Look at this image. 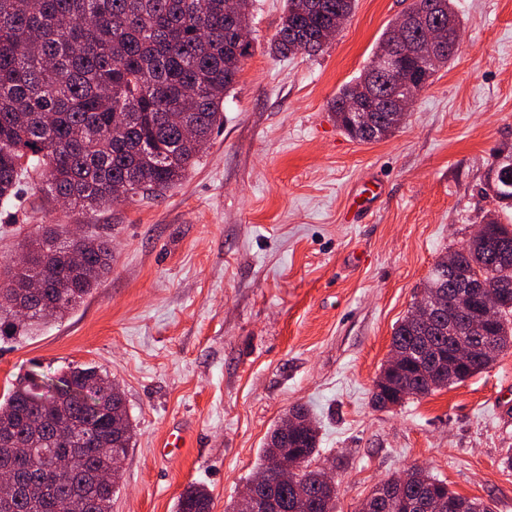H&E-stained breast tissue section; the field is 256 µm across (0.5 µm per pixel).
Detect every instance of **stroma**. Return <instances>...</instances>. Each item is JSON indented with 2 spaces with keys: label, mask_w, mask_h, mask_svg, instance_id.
<instances>
[{
  "label": "stroma",
  "mask_w": 512,
  "mask_h": 512,
  "mask_svg": "<svg viewBox=\"0 0 512 512\" xmlns=\"http://www.w3.org/2000/svg\"><path fill=\"white\" fill-rule=\"evenodd\" d=\"M411 0H358L315 56L267 52L284 0H254V51L224 121L181 184L136 206L41 208L30 184L0 204V264L54 224L112 241V269L65 318L0 339V400L28 374L106 370L136 427L112 512H175L204 485L225 512L269 432L306 405L314 465L333 469L336 512L421 466L461 495L512 512V351L464 382L385 410L372 403L393 329L439 257L498 203L490 153L512 148V0H455L460 49L389 139H349L328 108ZM378 181L359 223L353 189ZM181 428L185 446L160 456Z\"/></svg>",
  "instance_id": "35a3bbf8"
}]
</instances>
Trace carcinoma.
<instances>
[{
	"instance_id": "carcinoma-1",
	"label": "carcinoma",
	"mask_w": 512,
	"mask_h": 512,
	"mask_svg": "<svg viewBox=\"0 0 512 512\" xmlns=\"http://www.w3.org/2000/svg\"><path fill=\"white\" fill-rule=\"evenodd\" d=\"M252 0H0V200L9 201L24 177L36 179L39 191L57 204L93 210L112 204V189L132 186V196H158L180 183L197 163L215 127L224 118V94L237 82L253 43ZM424 8L440 4L439 15L451 39L439 64L419 68L413 56L421 39L393 21L382 33L368 65L343 84L329 102L336 123L363 143L390 138L406 122L398 110L396 83L385 70L386 59L400 55L408 74L430 82L457 54L461 20L453 0H413ZM357 0H286L269 54L288 58L315 55L328 41L336 16L349 17ZM375 100V126L368 132L351 123L347 104ZM183 115L186 126L167 120ZM31 266L6 269L0 288V336L61 318L96 288L110 270L111 241L103 236L72 242L52 225L25 244ZM458 272L483 279L491 287L488 305L498 309L484 336L502 354L512 348V224L484 216V229L468 245L452 252ZM448 264L436 261L426 283L441 292L442 317L436 335L428 336L413 312L393 330L391 354L403 356L387 372L392 387L385 397L398 405L425 397L447 384L424 377L408 358L427 341L448 356V337L477 336L468 323L481 305H466L448 287ZM37 275L43 288L30 295L27 283ZM490 367L480 345L458 370L461 383ZM80 388L95 384L107 393L105 410L94 412L72 398L41 400L19 385L0 403V429L17 442L45 448L59 467L40 457L0 447V468L17 475L18 490L0 512H54L59 499L66 512H111L112 494L121 479V464L133 438L121 392L95 366L77 365L61 377ZM380 394L373 402L386 408ZM295 452L304 463L296 484H274L266 496L275 512H336L337 496L316 481L311 462L319 454V430L309 412L297 406ZM107 481L92 480L96 471ZM409 482L384 500L376 512H448V502L463 512H493L490 505L448 489L414 468ZM176 512H211V498L201 485H187Z\"/></svg>"
}]
</instances>
